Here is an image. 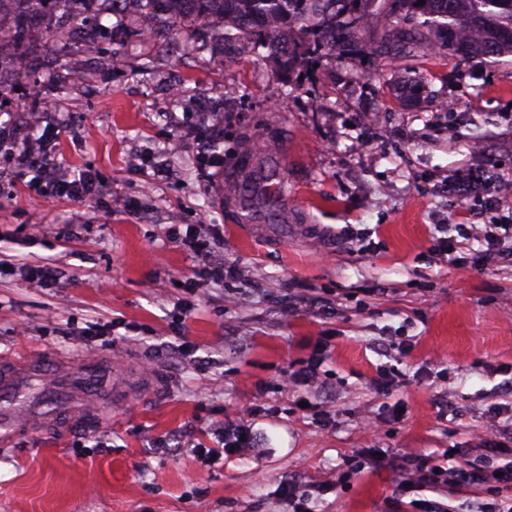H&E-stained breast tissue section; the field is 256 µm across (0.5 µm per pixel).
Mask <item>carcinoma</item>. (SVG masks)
<instances>
[{"label": "carcinoma", "mask_w": 512, "mask_h": 512, "mask_svg": "<svg viewBox=\"0 0 512 512\" xmlns=\"http://www.w3.org/2000/svg\"><path fill=\"white\" fill-rule=\"evenodd\" d=\"M104 13L117 0H0V16L16 18L13 41L16 50L26 49L29 29L44 28L45 43L63 49L70 30L87 21L91 2ZM159 6L157 22L173 35H195L200 26L211 28L213 39L235 44L250 39L256 47L279 54L283 70L300 57V47L284 40L290 28L311 39L315 48L333 58L357 61V34L365 14L359 0H140ZM377 6L385 22L386 41L397 54L414 48L448 53L459 63L512 56V0H367ZM417 27L412 36L399 28L403 21Z\"/></svg>", "instance_id": "obj_1"}]
</instances>
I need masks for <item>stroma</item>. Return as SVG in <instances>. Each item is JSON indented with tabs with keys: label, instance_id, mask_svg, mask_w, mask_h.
Returning <instances> with one entry per match:
<instances>
[{
	"label": "stroma",
	"instance_id": "stroma-1",
	"mask_svg": "<svg viewBox=\"0 0 512 512\" xmlns=\"http://www.w3.org/2000/svg\"><path fill=\"white\" fill-rule=\"evenodd\" d=\"M84 35L66 56L33 44L0 76V262L16 267L0 278V354L48 361L49 380L58 360L98 358L108 414L0 447V512H289L291 482L328 486L311 512H414L395 492L407 460L492 471L475 445L512 417V262L479 270L435 241L437 225L512 211V57L325 56L286 73L206 35L196 53ZM33 85L53 103L35 128ZM33 136L47 171L10 158ZM248 154L285 182L273 203L251 195ZM478 168L488 190L449 195ZM83 172L91 199L56 194L59 174ZM171 224L213 225L235 276L214 283L166 241ZM44 257L58 287L20 268ZM319 347L312 384L300 370ZM255 406L257 447L199 455ZM356 454L363 472L340 482Z\"/></svg>",
	"mask_w": 512,
	"mask_h": 512
}]
</instances>
